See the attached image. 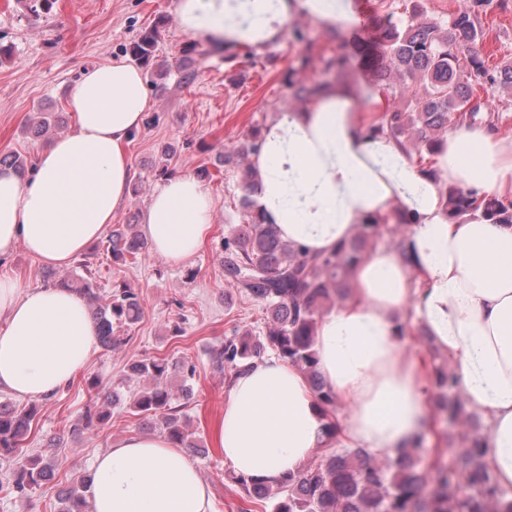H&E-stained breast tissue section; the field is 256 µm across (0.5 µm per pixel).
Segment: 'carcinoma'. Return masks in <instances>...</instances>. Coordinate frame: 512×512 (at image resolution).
<instances>
[{
    "mask_svg": "<svg viewBox=\"0 0 512 512\" xmlns=\"http://www.w3.org/2000/svg\"><path fill=\"white\" fill-rule=\"evenodd\" d=\"M490 0L470 4L448 15L431 18L419 7L408 13L389 11L377 18L375 42L365 50L364 61L379 81L389 82L395 93L409 96L410 109L385 112L374 131L405 145L432 153L440 143L439 132L448 123L473 119L481 109L474 97L475 86L483 82L512 87V68H487L483 57V34L477 26L478 10ZM157 33L151 29L130 47L131 55L144 61L152 55ZM243 223L224 237L221 266L224 281L240 293L261 303L267 313L261 334H233L214 346L210 355L234 378L246 364L268 352L300 368L309 378L324 417L328 439L335 438L336 424L329 419L336 398L319 378L314 335L319 319L335 300L349 290L353 267L364 257L370 238L380 234L387 222L371 221L356 227L353 239L329 255H311L283 241L255 205L259 177L252 165L241 166ZM448 208L456 213L472 206L495 224H512V198L487 196L481 200L449 187L445 189ZM148 240L130 229L115 228L106 240L112 261L126 264L148 249ZM83 275L75 284L87 303L100 346H120L113 322L136 323L143 313L137 293L119 285L110 302L97 303L90 262L81 264ZM173 370L165 358L131 359L126 378L148 380L134 394L133 408L152 428L160 430L182 448H192L182 422V407L174 405L168 379ZM435 384L441 397L436 414L449 428L461 429L464 448L456 463L427 446L421 437L393 457L376 459L361 448L326 454L310 460L296 475L266 483L238 475L236 483L251 500L268 499L271 512H512V497L498 485L483 462L486 437L464 414L458 383L451 370H440ZM95 400L83 413L82 429L92 433L106 426L118 395L97 378L88 380ZM37 415L34 404L18 407L0 403V464L12 472L0 485V492L28 500L48 487L55 476L56 462L42 454L27 453V439ZM89 475L75 473L74 486L58 495V512H88L84 492Z\"/></svg>",
    "mask_w": 512,
    "mask_h": 512,
    "instance_id": "carcinoma-1",
    "label": "carcinoma"
}]
</instances>
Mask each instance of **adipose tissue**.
<instances>
[{
    "instance_id": "ef3b65f1",
    "label": "adipose tissue",
    "mask_w": 512,
    "mask_h": 512,
    "mask_svg": "<svg viewBox=\"0 0 512 512\" xmlns=\"http://www.w3.org/2000/svg\"><path fill=\"white\" fill-rule=\"evenodd\" d=\"M180 27L229 50H262L303 17L349 34L342 0H179ZM381 96L360 107L345 83L323 85L299 109L279 112L253 155L256 203L281 239L330 254L357 225L397 214L410 224L402 249L380 248L354 268V289L322 316L318 369L336 397V437L303 373L275 355L241 371L217 428L224 461L272 482L297 473L317 449L362 448L391 457L431 427L422 362L396 333L406 312L453 366L465 405L481 414L484 461L512 488V224L469 211L451 218L444 185L512 197V135L450 132L435 172L406 146L371 133ZM77 127L52 141L29 177L0 168V258L17 249L55 268L100 238L130 192L126 146L151 106L140 71L122 60L83 72L68 90ZM213 204L192 176L153 192L144 233L155 255L181 263L202 248ZM0 390L47 398L86 369L97 336L85 302L61 288H22L0 276ZM89 512H213L207 485L185 451L161 434L113 440L91 470Z\"/></svg>"
}]
</instances>
